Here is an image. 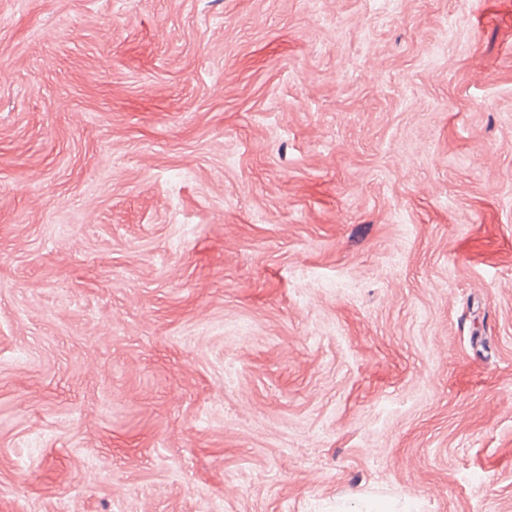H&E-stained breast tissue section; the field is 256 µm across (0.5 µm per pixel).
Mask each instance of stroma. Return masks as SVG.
I'll list each match as a JSON object with an SVG mask.
<instances>
[{
	"mask_svg": "<svg viewBox=\"0 0 512 512\" xmlns=\"http://www.w3.org/2000/svg\"><path fill=\"white\" fill-rule=\"evenodd\" d=\"M512 512V0H0V512Z\"/></svg>",
	"mask_w": 512,
	"mask_h": 512,
	"instance_id": "35a3bbf8",
	"label": "stroma"
}]
</instances>
